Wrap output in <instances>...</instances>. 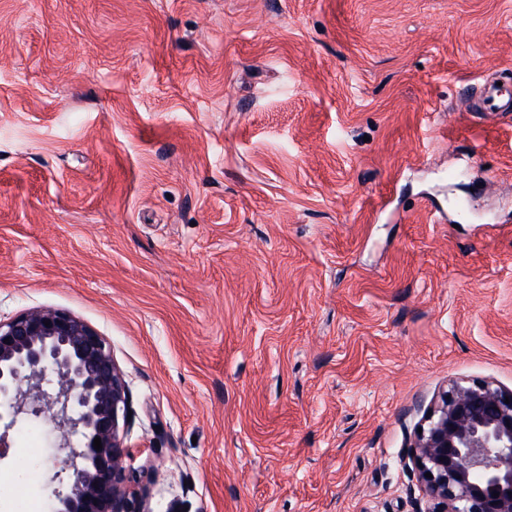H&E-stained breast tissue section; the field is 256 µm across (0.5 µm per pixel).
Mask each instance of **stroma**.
<instances>
[{"label": "stroma", "instance_id": "1", "mask_svg": "<svg viewBox=\"0 0 512 512\" xmlns=\"http://www.w3.org/2000/svg\"><path fill=\"white\" fill-rule=\"evenodd\" d=\"M499 79L512 0H0V320L105 338L152 512H422L434 398L512 389ZM475 112H512V83L502 86L495 82L485 83L479 90Z\"/></svg>", "mask_w": 512, "mask_h": 512}]
</instances>
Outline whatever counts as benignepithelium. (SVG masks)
I'll return each mask as SVG.
<instances>
[{
    "label": "benign epithelium",
    "instance_id": "1",
    "mask_svg": "<svg viewBox=\"0 0 512 512\" xmlns=\"http://www.w3.org/2000/svg\"><path fill=\"white\" fill-rule=\"evenodd\" d=\"M128 413V386L112 349L85 321L51 308L0 321V420L9 418L0 447L22 416L54 425L67 455L52 476L56 485H48L51 512H152L149 489L130 465ZM418 427L407 459L424 512H512V389L455 381Z\"/></svg>",
    "mask_w": 512,
    "mask_h": 512
}]
</instances>
